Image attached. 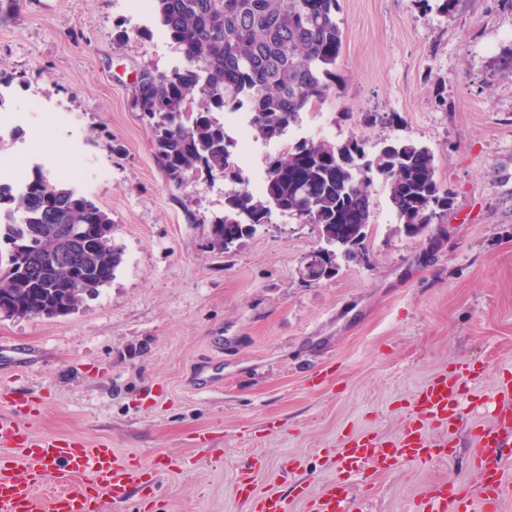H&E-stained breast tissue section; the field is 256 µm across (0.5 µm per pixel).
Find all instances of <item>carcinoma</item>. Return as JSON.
I'll return each mask as SVG.
<instances>
[{"mask_svg":"<svg viewBox=\"0 0 512 512\" xmlns=\"http://www.w3.org/2000/svg\"><path fill=\"white\" fill-rule=\"evenodd\" d=\"M185 66L168 72L144 66L132 107L153 130L156 159L179 190L199 174L239 181L237 142L214 113L247 107L253 133L279 139L301 113L322 105L336 85L342 46L339 0H155ZM381 184L409 237L423 233L448 207L433 151L398 139L373 151L356 138L303 141L269 161L260 196L246 188L226 197L212 221L210 244L246 220L267 222L272 209L307 216L325 250L342 252L343 238H366L375 184ZM0 314L60 316L74 312L110 282L122 263L112 244L110 214L40 166L12 193L0 187ZM78 251L75 263H55Z\"/></svg>","mask_w":512,"mask_h":512,"instance_id":"1","label":"carcinoma"}]
</instances>
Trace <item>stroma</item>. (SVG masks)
<instances>
[{"instance_id":"35a3bbf8","label":"stroma","mask_w":512,"mask_h":512,"mask_svg":"<svg viewBox=\"0 0 512 512\" xmlns=\"http://www.w3.org/2000/svg\"><path fill=\"white\" fill-rule=\"evenodd\" d=\"M336 86L281 139L255 141L240 178L261 194L267 161L305 139L430 147L450 205L406 236L384 192L357 262L307 282L319 229L273 213L229 250L210 245L232 183L176 190L131 105L136 71L182 66L153 0H0V81L14 109L0 134V183L43 166L60 176L74 145L77 189L112 217L123 261L112 281L62 316L0 315V412L38 403L36 434L171 461L152 512H250L237 465L261 457L258 492L306 512L299 488L335 480L324 454L346 435L397 437L435 372L474 363L456 454L366 471L359 512H409L432 483L479 480L472 426L491 423L512 379V0H339ZM38 110H31L32 102ZM65 107L69 118L57 123ZM223 378L195 389V377Z\"/></svg>"}]
</instances>
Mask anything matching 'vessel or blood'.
<instances>
[{"label": "vessel or blood", "mask_w": 512, "mask_h": 512, "mask_svg": "<svg viewBox=\"0 0 512 512\" xmlns=\"http://www.w3.org/2000/svg\"><path fill=\"white\" fill-rule=\"evenodd\" d=\"M462 363L453 371L434 374L409 404L408 421L398 438L382 440L362 432L343 437L326 455L336 462L345 478L324 483L307 501V512H354L347 479L365 468L389 473L413 462L426 465L452 458L455 449L443 431L461 419L464 410ZM502 404L491 425L475 430L477 452L485 467L474 491L441 481L432 485L413 504L411 512H504L512 501V482L507 481L500 450L512 445V384L502 386ZM0 443H10L14 454L0 455V512H95L102 496L126 502L132 491L147 490L158 472L135 459L120 458L112 448L93 447L55 435L33 436L13 415L0 413ZM263 466L253 458L241 470L237 492L252 512H287L277 493L254 491L253 476Z\"/></svg>", "instance_id": "vessel-or-blood-1"}]
</instances>
